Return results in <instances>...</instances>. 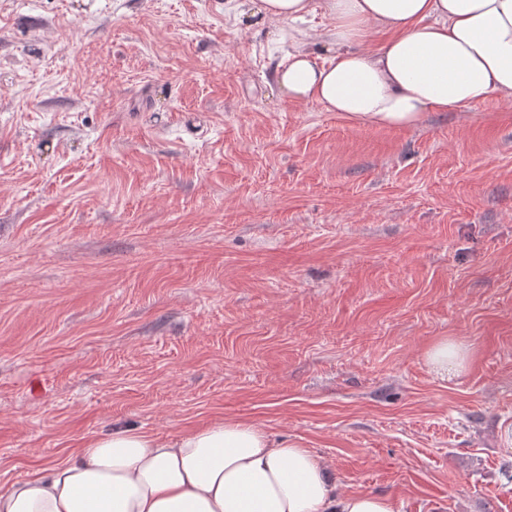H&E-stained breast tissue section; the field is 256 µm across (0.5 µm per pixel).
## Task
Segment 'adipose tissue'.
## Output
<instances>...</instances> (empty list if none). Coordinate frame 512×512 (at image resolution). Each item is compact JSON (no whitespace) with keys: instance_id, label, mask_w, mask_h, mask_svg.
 Masks as SVG:
<instances>
[{"instance_id":"adipose-tissue-1","label":"adipose tissue","mask_w":512,"mask_h":512,"mask_svg":"<svg viewBox=\"0 0 512 512\" xmlns=\"http://www.w3.org/2000/svg\"><path fill=\"white\" fill-rule=\"evenodd\" d=\"M328 59L297 45L276 72L289 100L378 126H411L512 98V0H326ZM374 30L387 34L377 48ZM0 512H396L340 495L307 448L224 420L165 439L121 429L0 493Z\"/></svg>"}]
</instances>
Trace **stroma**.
Instances as JSON below:
<instances>
[{
  "instance_id": "stroma-1",
  "label": "stroma",
  "mask_w": 512,
  "mask_h": 512,
  "mask_svg": "<svg viewBox=\"0 0 512 512\" xmlns=\"http://www.w3.org/2000/svg\"><path fill=\"white\" fill-rule=\"evenodd\" d=\"M332 24L0 0V492L115 429L245 420L337 493L512 512V100H288ZM464 359L465 348L448 338L439 340L425 353V360L430 370L442 380L459 374Z\"/></svg>"
}]
</instances>
